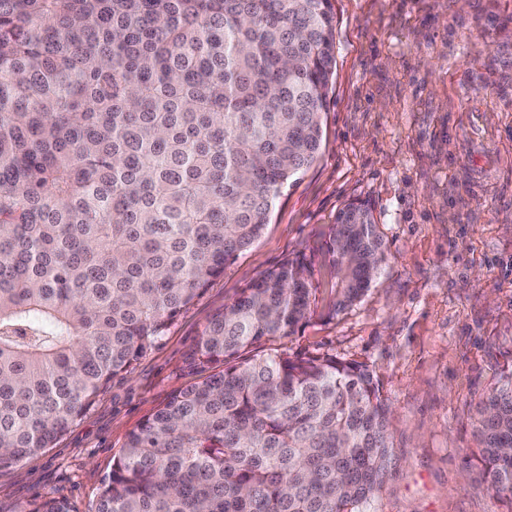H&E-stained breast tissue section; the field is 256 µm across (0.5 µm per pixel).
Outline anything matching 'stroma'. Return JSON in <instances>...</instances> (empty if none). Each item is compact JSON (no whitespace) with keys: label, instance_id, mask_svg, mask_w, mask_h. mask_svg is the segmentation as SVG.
<instances>
[{"label":"stroma","instance_id":"stroma-1","mask_svg":"<svg viewBox=\"0 0 512 512\" xmlns=\"http://www.w3.org/2000/svg\"><path fill=\"white\" fill-rule=\"evenodd\" d=\"M336 67L322 154L263 235L114 377L53 447L0 468V512L49 497L90 512L129 434L192 380L212 316L286 257L309 264L311 320L290 354L368 366L393 404L397 462L371 512H507L465 479L471 410L512 365V0H331ZM368 201L387 260L332 313L328 231Z\"/></svg>","mask_w":512,"mask_h":512}]
</instances>
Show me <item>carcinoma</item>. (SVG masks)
Returning a JSON list of instances; mask_svg holds the SVG:
<instances>
[{
    "instance_id": "obj_1",
    "label": "carcinoma",
    "mask_w": 512,
    "mask_h": 512,
    "mask_svg": "<svg viewBox=\"0 0 512 512\" xmlns=\"http://www.w3.org/2000/svg\"><path fill=\"white\" fill-rule=\"evenodd\" d=\"M335 27L330 0H0L1 467L52 447L262 235L321 153ZM327 252L338 313L385 262L368 203ZM315 301L287 258L225 305L92 512H366L396 457L382 386L269 346ZM474 436L512 505V368Z\"/></svg>"
}]
</instances>
